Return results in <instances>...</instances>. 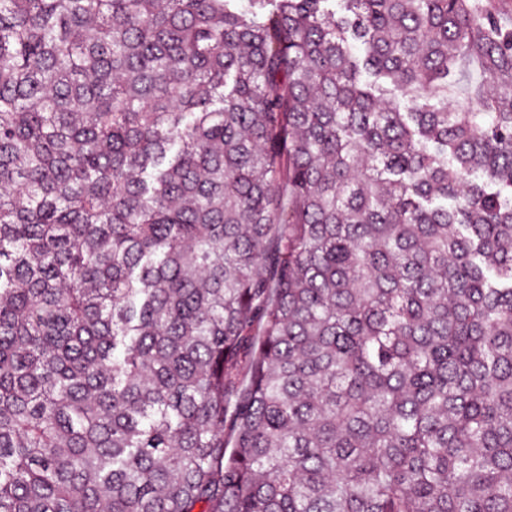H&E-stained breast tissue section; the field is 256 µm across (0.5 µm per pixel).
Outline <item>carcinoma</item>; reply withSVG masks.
I'll list each match as a JSON object with an SVG mask.
<instances>
[{"instance_id": "cac0c4a2", "label": "carcinoma", "mask_w": 512, "mask_h": 512, "mask_svg": "<svg viewBox=\"0 0 512 512\" xmlns=\"http://www.w3.org/2000/svg\"><path fill=\"white\" fill-rule=\"evenodd\" d=\"M0 0V512H512L500 0Z\"/></svg>"}]
</instances>
